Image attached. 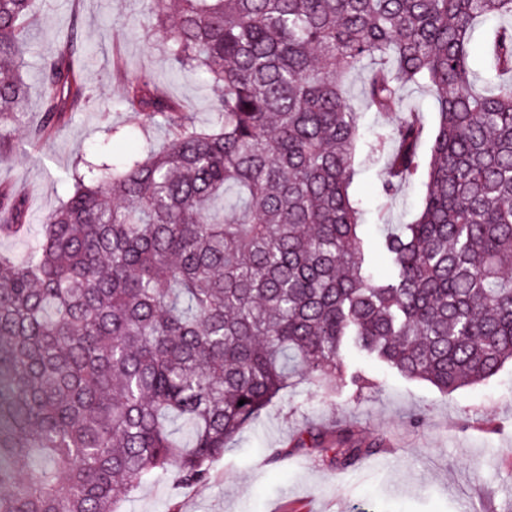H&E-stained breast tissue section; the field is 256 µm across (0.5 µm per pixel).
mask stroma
I'll list each match as a JSON object with an SVG mask.
<instances>
[{
    "instance_id": "obj_1",
    "label": "stroma",
    "mask_w": 512,
    "mask_h": 512,
    "mask_svg": "<svg viewBox=\"0 0 512 512\" xmlns=\"http://www.w3.org/2000/svg\"><path fill=\"white\" fill-rule=\"evenodd\" d=\"M148 0H39L34 38L25 55L28 101L0 123L5 158L0 184L11 187L28 209L21 236L0 235V251L27 260L42 225L73 190L78 158H94L102 144L115 151L113 130L140 131L144 117L121 107L122 83L114 58L152 74L167 93L200 123L210 120L214 88L172 73L162 33L146 20ZM78 35L80 60L89 78L90 102L72 113L51 138L32 143L42 119L37 67L66 31ZM389 116L364 113V143L351 188L364 208L363 237L375 277L391 266L378 249L383 226L417 212L425 192L421 180L406 183L391 199L380 193L381 157L367 143ZM349 367L374 385L362 396L351 388L323 390L307 382L265 408L227 444L205 481L181 485L161 475L124 504V512H512V363L488 381L443 394L427 382L408 380L346 350ZM348 430L361 441L382 445L355 468L338 470L332 454L296 447L307 430Z\"/></svg>"
}]
</instances>
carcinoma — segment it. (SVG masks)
I'll list each match as a JSON object with an SVG mask.
<instances>
[{
  "instance_id": "cac0c4a2",
  "label": "carcinoma",
  "mask_w": 512,
  "mask_h": 512,
  "mask_svg": "<svg viewBox=\"0 0 512 512\" xmlns=\"http://www.w3.org/2000/svg\"><path fill=\"white\" fill-rule=\"evenodd\" d=\"M173 71L221 89L206 126L154 77L119 101L166 143L84 162L32 256L0 253V512H122L159 472L206 478L228 442L307 378L370 388L351 346L448 394L512 361V0H150ZM34 0H0V119L28 95ZM74 38L43 58L53 136L88 98ZM399 114L368 145L382 195L422 177L375 280L360 235L358 113ZM427 87L426 133L402 90ZM0 234L24 201L0 190ZM245 400L238 405L239 400ZM309 431L297 448L321 447ZM333 461L375 452L336 433Z\"/></svg>"
}]
</instances>
